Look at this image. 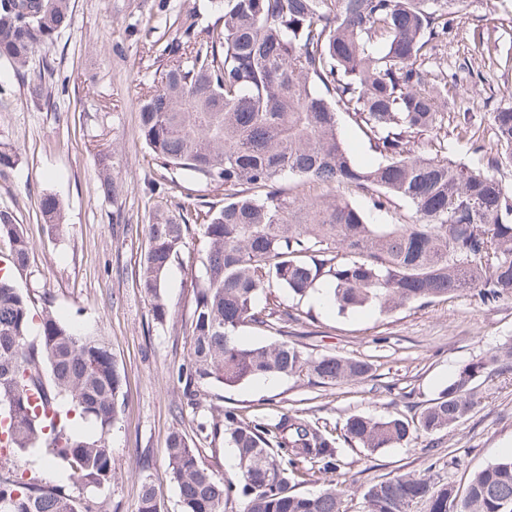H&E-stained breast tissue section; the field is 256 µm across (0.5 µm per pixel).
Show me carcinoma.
Returning a JSON list of instances; mask_svg holds the SVG:
<instances>
[{
	"mask_svg": "<svg viewBox=\"0 0 512 512\" xmlns=\"http://www.w3.org/2000/svg\"><path fill=\"white\" fill-rule=\"evenodd\" d=\"M223 14L198 28L180 18L181 38L163 49L164 68L139 104L147 164L224 188V206L191 218L151 211L148 246L134 272L154 320L168 316L163 282L181 257L189 224L204 248L192 279L190 353L177 369L183 397L202 384L235 386L256 378L306 377L322 387L363 380L371 367L333 354L307 356L283 340L300 312L258 308L262 294L286 288L299 297L330 284L338 313L373 306L393 314L469 290L484 303L512 296V106L492 113L485 166L471 168L433 151L448 139V71L438 44L448 15L468 0H218ZM71 0H0V60L16 70L54 45L70 25ZM54 68L28 82L32 102L50 101ZM344 112L367 137L378 164L353 163L338 135ZM297 176L325 192L293 196ZM363 192L371 209L391 214L372 224L349 199ZM412 214L396 212L398 202ZM45 223L61 204L42 201ZM0 238L13 272L0 275V512H93L61 486L25 478L19 454L42 448L91 494L112 484L108 435L121 413L123 379L98 337L43 310L33 327L30 296L14 272L29 264L23 225L0 209ZM281 339L244 345L247 325ZM512 372V343L460 366L439 396L412 417L349 416L340 436L371 452L435 434L481 404V379ZM224 435L238 460L237 481L215 474L192 438L174 430L167 468L183 512H346L330 483L315 494L299 479L333 473L345 462L333 430L302 411L273 423L224 410ZM366 512H512V454L474 473L464 492L450 482L399 476L363 494ZM137 512H161L150 475L141 479Z\"/></svg>",
	"mask_w": 512,
	"mask_h": 512,
	"instance_id": "obj_1",
	"label": "carcinoma"
}]
</instances>
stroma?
Returning <instances> with one entry per match:
<instances>
[{
	"label": "stroma",
	"mask_w": 512,
	"mask_h": 512,
	"mask_svg": "<svg viewBox=\"0 0 512 512\" xmlns=\"http://www.w3.org/2000/svg\"><path fill=\"white\" fill-rule=\"evenodd\" d=\"M72 7L70 27L46 58L28 66L34 73L47 61L57 70L50 103L33 104L26 75L0 62V141L19 156L0 174V209L13 212L30 242L29 267L16 281L30 291L34 314L51 310L102 339L123 376L124 411L109 439L118 475L97 495L96 512H137L145 472L162 512H182L167 470L173 430L195 441L215 473L233 479L237 460L223 434L198 430L224 409L248 418L308 409L331 427L354 414L410 416L437 397L462 364L512 340V297L484 304L465 291L391 316L372 307L341 315L318 291L296 299L276 288L270 305L308 314L289 325L290 342L312 355L366 360L371 377L333 387L313 386L303 377L259 378L232 387L203 385L195 401L184 399L176 372L189 354L191 278L202 244L196 234L187 236L181 261L165 277L167 320L156 322L133 277L147 246L143 217L179 204L189 212L207 204L219 208L224 192L186 175L169 185L147 166L139 101L162 67L154 42L177 36L186 12L202 28L219 12L213 0H72ZM440 52L453 81L443 106L448 123L456 125L462 112L473 123L472 138L449 139L447 153L473 166L493 138L492 112L512 105V0H472L466 12L454 14ZM105 155L118 187L112 197L99 189ZM46 195L62 203V220L54 227L43 222ZM482 389L484 401L459 425L373 453L342 445L345 467L331 477L315 474L298 492L315 493L332 481L350 490L349 512H363V492L388 478L414 474L465 488L474 472L512 454V378H493ZM20 466L43 484L63 486L76 498L86 495L40 451L22 456Z\"/></svg>",
	"instance_id": "obj_1"
}]
</instances>
